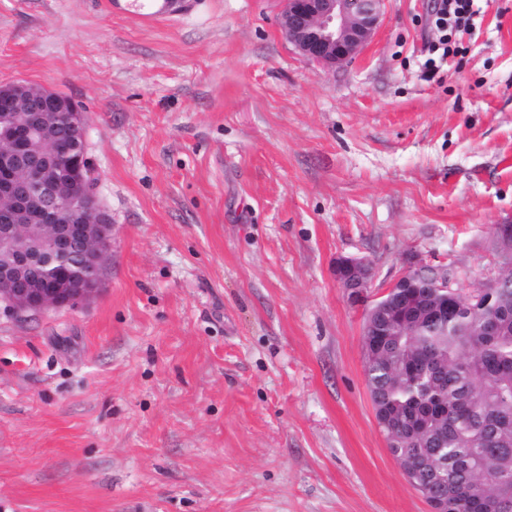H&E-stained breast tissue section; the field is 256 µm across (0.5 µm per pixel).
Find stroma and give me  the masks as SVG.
I'll return each mask as SVG.
<instances>
[{
  "mask_svg": "<svg viewBox=\"0 0 512 512\" xmlns=\"http://www.w3.org/2000/svg\"><path fill=\"white\" fill-rule=\"evenodd\" d=\"M0 0V85L89 117L112 219L92 301L0 304V512H431L367 387V307L412 265L464 292L512 223V0L430 65L431 0L353 59L304 58L283 0ZM375 278L359 302L337 258Z\"/></svg>",
  "mask_w": 512,
  "mask_h": 512,
  "instance_id": "obj_1",
  "label": "stroma"
}]
</instances>
